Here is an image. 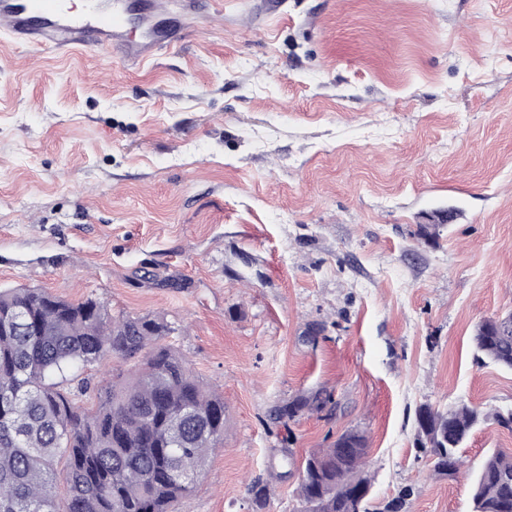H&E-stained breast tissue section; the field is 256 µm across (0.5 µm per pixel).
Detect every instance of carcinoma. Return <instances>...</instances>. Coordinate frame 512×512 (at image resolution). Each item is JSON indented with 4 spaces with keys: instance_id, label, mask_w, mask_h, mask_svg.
<instances>
[{
    "instance_id": "carcinoma-1",
    "label": "carcinoma",
    "mask_w": 512,
    "mask_h": 512,
    "mask_svg": "<svg viewBox=\"0 0 512 512\" xmlns=\"http://www.w3.org/2000/svg\"><path fill=\"white\" fill-rule=\"evenodd\" d=\"M165 321L114 317L94 299L71 302L44 289L0 290V512H176L224 437V398L162 340ZM477 358L512 371V322L481 321ZM109 357H139L100 392L93 411L76 407L57 377ZM488 416L461 403L419 409L418 436L433 472L455 475L473 430ZM365 437L341 434L310 453L300 479L303 512H369L355 490ZM473 512H512V452L487 456L471 486Z\"/></svg>"
}]
</instances>
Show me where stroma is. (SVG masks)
Wrapping results in <instances>:
<instances>
[{"label":"stroma","mask_w":512,"mask_h":512,"mask_svg":"<svg viewBox=\"0 0 512 512\" xmlns=\"http://www.w3.org/2000/svg\"><path fill=\"white\" fill-rule=\"evenodd\" d=\"M145 65L0 31V289L150 314L224 397V441L177 512H299L301 465L367 439L370 512H472L422 405L512 408L477 360L512 311V0H222ZM444 213L437 241L424 218ZM133 362L76 366L83 408Z\"/></svg>","instance_id":"obj_1"}]
</instances>
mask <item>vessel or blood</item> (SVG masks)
<instances>
[{
	"label": "vessel or blood",
	"mask_w": 512,
	"mask_h": 512,
	"mask_svg": "<svg viewBox=\"0 0 512 512\" xmlns=\"http://www.w3.org/2000/svg\"><path fill=\"white\" fill-rule=\"evenodd\" d=\"M206 0H180L171 14L168 0H85L83 8L67 0H0V22L17 42L56 51L97 47L117 51L125 65L149 61L154 52L176 41L205 18Z\"/></svg>",
	"instance_id": "b4317fda"
}]
</instances>
